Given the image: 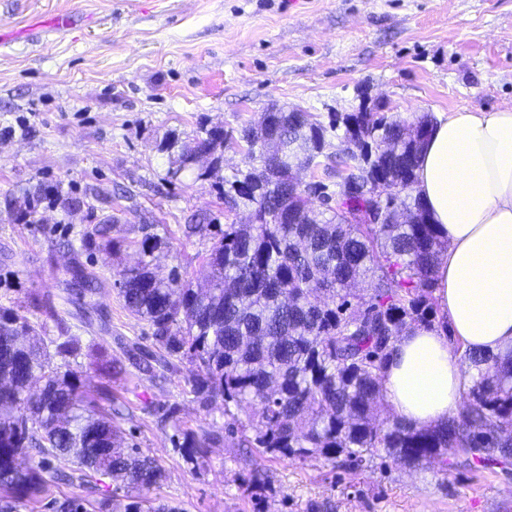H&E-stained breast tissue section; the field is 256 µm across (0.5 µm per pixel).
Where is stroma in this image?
<instances>
[{
  "mask_svg": "<svg viewBox=\"0 0 512 512\" xmlns=\"http://www.w3.org/2000/svg\"><path fill=\"white\" fill-rule=\"evenodd\" d=\"M272 105L324 123L363 106L405 121L512 106V0H0V305L37 296L66 318L73 263L99 276L92 302L111 331L72 329L124 371L76 368L87 392L124 404L120 428L162 463L158 494L183 512H512V469L270 459L228 434L223 404L199 408L191 363L159 377L126 361L153 346L116 283L141 240L163 241L157 273L200 284L212 234L186 224L246 218L197 169L169 175L178 145ZM97 224L109 242L83 247ZM180 430L211 436L199 467L175 448Z\"/></svg>",
  "mask_w": 512,
  "mask_h": 512,
  "instance_id": "35a3bbf8",
  "label": "stroma"
}]
</instances>
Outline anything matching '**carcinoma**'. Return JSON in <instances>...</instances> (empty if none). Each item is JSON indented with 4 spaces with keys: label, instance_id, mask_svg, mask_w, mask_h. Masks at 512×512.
Returning a JSON list of instances; mask_svg holds the SVG:
<instances>
[{
    "label": "carcinoma",
    "instance_id": "cac0c4a2",
    "mask_svg": "<svg viewBox=\"0 0 512 512\" xmlns=\"http://www.w3.org/2000/svg\"><path fill=\"white\" fill-rule=\"evenodd\" d=\"M359 110L332 117L325 127L309 112H263L240 131L256 166L224 180L228 211L250 212L246 224L213 232L205 256L211 279L195 288L172 270L159 278L150 266L159 239L140 244L137 266L119 272L124 305L146 320L160 355L146 353L143 370L195 366L190 393L201 408L221 401L229 432L239 419L231 407L259 402L262 411L243 441L272 459L306 462L322 457L359 468L383 450L396 464L431 461L460 466L512 465V353L467 354L476 370L458 415L448 424L417 429L397 417L374 421L382 392L380 372L391 345L407 330L435 327L431 274L448 250L415 193L423 142L408 128L432 126ZM343 130L330 151L327 129ZM227 137L213 130L181 146L168 173L211 157L208 176L222 163ZM310 173L302 181L297 173ZM336 179V190L318 176ZM318 195L323 210L313 211ZM410 211L412 224L368 220L373 207ZM76 294L96 293L99 278L75 263ZM370 280V294L351 283ZM54 318L57 335L40 346L25 342L27 315L0 307V512H27L53 483L81 490L48 501L52 512H181L151 495L166 478L159 460L130 444L117 411L84 390L70 363L81 356L110 377L120 361L105 348L83 344ZM210 438L182 434L176 447L199 464ZM28 457L26 464L19 463ZM57 466L51 467V461ZM120 481L102 489L98 477Z\"/></svg>",
    "mask_w": 512,
    "mask_h": 512
}]
</instances>
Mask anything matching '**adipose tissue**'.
I'll return each instance as SVG.
<instances>
[{"label": "adipose tissue", "instance_id": "adipose-tissue-1", "mask_svg": "<svg viewBox=\"0 0 512 512\" xmlns=\"http://www.w3.org/2000/svg\"><path fill=\"white\" fill-rule=\"evenodd\" d=\"M415 174L448 242L433 274L448 328L400 336L382 369V393L403 422L432 428L456 413L470 383L452 343L487 356L512 351V107L439 120Z\"/></svg>", "mask_w": 512, "mask_h": 512}]
</instances>
